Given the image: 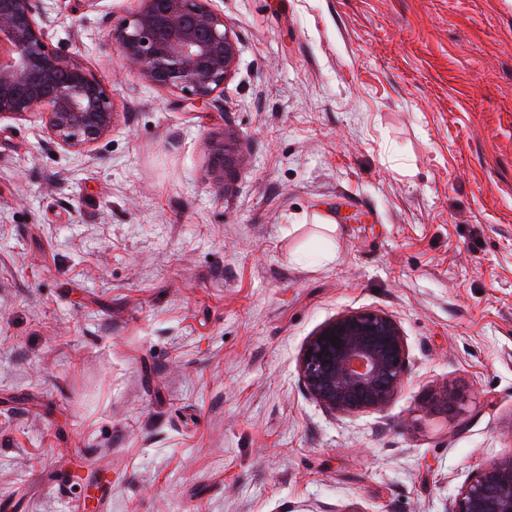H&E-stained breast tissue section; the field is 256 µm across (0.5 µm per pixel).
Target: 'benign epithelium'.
<instances>
[{
    "label": "benign epithelium",
    "instance_id": "7a95c632",
    "mask_svg": "<svg viewBox=\"0 0 512 512\" xmlns=\"http://www.w3.org/2000/svg\"><path fill=\"white\" fill-rule=\"evenodd\" d=\"M43 0H0V119L38 112L61 146L86 149L110 134L109 90L74 57L53 47ZM213 0H141L132 18L111 32L113 46L137 65L142 79L181 93L205 109L224 90L238 60L235 35ZM340 342L332 345L331 339ZM407 340L399 323L378 310L338 315L305 344L300 377L326 409L356 413L383 409L401 388ZM440 406L461 410L467 396L443 390ZM448 512H512V456L478 471Z\"/></svg>",
    "mask_w": 512,
    "mask_h": 512
}]
</instances>
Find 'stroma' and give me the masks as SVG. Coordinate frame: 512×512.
<instances>
[{
	"instance_id": "stroma-1",
	"label": "stroma",
	"mask_w": 512,
	"mask_h": 512,
	"mask_svg": "<svg viewBox=\"0 0 512 512\" xmlns=\"http://www.w3.org/2000/svg\"><path fill=\"white\" fill-rule=\"evenodd\" d=\"M45 6L116 116L86 150L0 119V501L447 512L512 455V0H214L238 62L205 110L113 47L139 0ZM365 309L407 375L335 414L299 356Z\"/></svg>"
}]
</instances>
